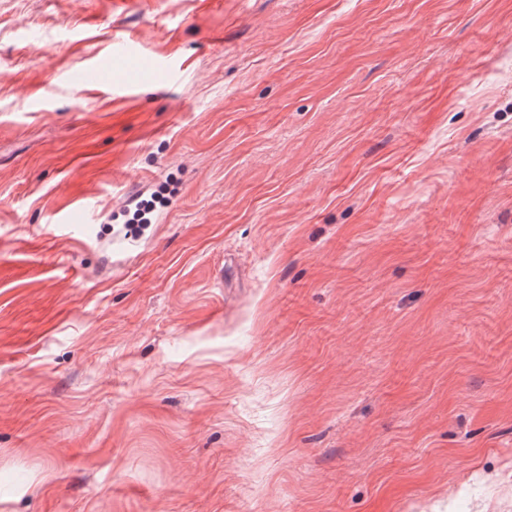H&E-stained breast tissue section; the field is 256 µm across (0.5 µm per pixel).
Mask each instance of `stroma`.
<instances>
[{
  "label": "stroma",
  "instance_id": "stroma-1",
  "mask_svg": "<svg viewBox=\"0 0 512 512\" xmlns=\"http://www.w3.org/2000/svg\"><path fill=\"white\" fill-rule=\"evenodd\" d=\"M0 512H512V0H0ZM128 82L127 77L121 73L102 72L97 66L89 67L74 76V84L77 88L108 87L119 89ZM91 203L80 200L76 205L63 211L57 218L58 224H63L70 232L84 236L83 224H92Z\"/></svg>",
  "mask_w": 512,
  "mask_h": 512
}]
</instances>
